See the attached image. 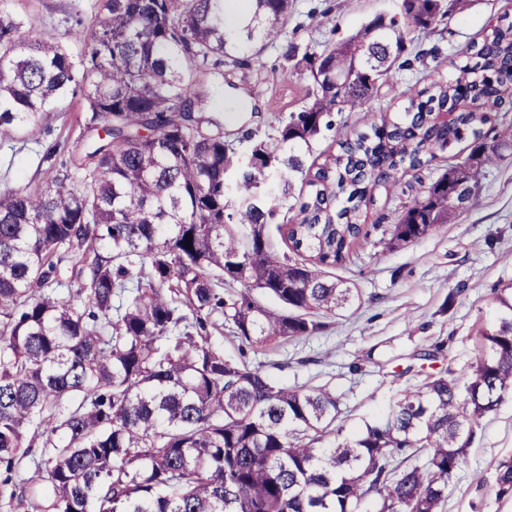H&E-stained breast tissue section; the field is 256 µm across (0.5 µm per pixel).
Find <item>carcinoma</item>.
I'll return each instance as SVG.
<instances>
[{
	"mask_svg": "<svg viewBox=\"0 0 512 512\" xmlns=\"http://www.w3.org/2000/svg\"><path fill=\"white\" fill-rule=\"evenodd\" d=\"M225 2L103 0L76 57L0 12V136L70 96L86 104L87 131L104 132L44 187L0 197V498L36 512H358L373 496L377 512H440L475 429L512 393V286L495 289L501 315L479 331L465 382L429 374L345 436L328 388L228 359L209 329L219 310L251 345L310 336L326 327L317 316L361 301L330 272L355 242L379 230L396 249L476 202L480 174L512 151V123L500 121L512 111V12L488 22L451 76L428 69L440 49L420 39L465 0H402L321 51L284 44L313 91L248 163L194 108L197 75L278 39L289 0H245L250 19L232 41ZM421 68L428 86L398 90ZM383 87L402 109L352 130L343 114ZM331 130L338 153L305 169L295 148ZM460 143L471 145L462 163L401 202L396 223L366 229L376 193ZM271 167L286 187L299 173L308 187L286 224L283 198L263 187ZM73 256L84 278L65 299L54 274ZM30 432L40 450L22 476ZM495 495L512 497V457Z\"/></svg>",
	"mask_w": 512,
	"mask_h": 512,
	"instance_id": "cac0c4a2",
	"label": "carcinoma"
}]
</instances>
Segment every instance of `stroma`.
I'll return each instance as SVG.
<instances>
[{"instance_id":"35a3bbf8","label":"stroma","mask_w":512,"mask_h":512,"mask_svg":"<svg viewBox=\"0 0 512 512\" xmlns=\"http://www.w3.org/2000/svg\"><path fill=\"white\" fill-rule=\"evenodd\" d=\"M503 3L467 0L462 12L425 38V46L440 49L442 73L451 72V60ZM99 5L100 0H9L7 9L24 20L31 35L52 37L76 54L88 48L80 33L92 25ZM400 6L401 0H290L283 41L266 44L254 60L225 66L222 74L199 77L208 111H223L227 99L247 100L241 120L224 124L226 143L249 153L312 90L308 72L283 60L284 42L320 51L377 16L398 13ZM84 114L83 100L71 98L63 111L43 114L27 135L0 139V195L51 181L88 142L80 125ZM335 274L355 283L362 301L327 317L323 331L250 346L235 338L216 312L212 345L226 357L262 366L275 381L327 387L348 430L374 419L420 375L451 368L467 376L479 328L498 316L493 291L512 284V156L486 174L477 203L438 233L394 250L365 244ZM434 349L439 358L425 359ZM507 456H512V395L476 430L442 512H512V499H496L493 492L497 464Z\"/></svg>"}]
</instances>
